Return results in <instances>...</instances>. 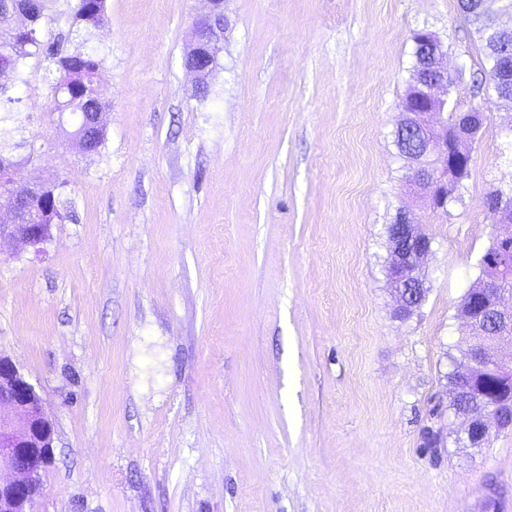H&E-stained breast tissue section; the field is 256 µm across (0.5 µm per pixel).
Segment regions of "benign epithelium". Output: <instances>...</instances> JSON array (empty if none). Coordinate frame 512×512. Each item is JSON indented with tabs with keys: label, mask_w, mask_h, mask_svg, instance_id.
Returning a JSON list of instances; mask_svg holds the SVG:
<instances>
[{
	"label": "benign epithelium",
	"mask_w": 512,
	"mask_h": 512,
	"mask_svg": "<svg viewBox=\"0 0 512 512\" xmlns=\"http://www.w3.org/2000/svg\"><path fill=\"white\" fill-rule=\"evenodd\" d=\"M209 12L199 16L193 25L192 40L186 53L196 60L191 72L205 73L207 62L213 57L211 35L221 25L215 6L224 0H207ZM430 61L434 77L422 87L417 104L404 110L405 118L397 131L414 132L419 146L414 152H404L409 178L413 186L424 191L431 204L440 208L448 199V172L468 164L466 156L448 148L447 106L448 95L455 83L454 74L442 64L445 56L435 36L428 35ZM14 165L0 161V200L7 203L8 219L0 221V242L23 243L34 249L51 235L50 212L31 211L21 215L14 201L39 195L46 191L43 184L19 185L13 177ZM394 223L401 237L391 238L389 264L393 292L398 301V313L408 318L413 309L425 300L428 288L421 276L424 258L431 252V238L415 222L411 213L401 208ZM477 296L480 304L473 308L479 312L487 307L494 310L498 321L497 345H512V304L509 295L500 288L496 277L486 279ZM484 373L498 380L490 390L475 386L476 374ZM463 390L474 394L480 407L466 415L464 442L479 447L494 431H512V363L488 353L486 345L478 342L469 348L468 362L459 369ZM7 407L11 414L0 413V463L14 472L11 480H0V512H27L36 499L35 489L41 475L40 459L54 452V427L44 409L37 387L27 380L11 359L0 357V408Z\"/></svg>",
	"instance_id": "7a95c632"
}]
</instances>
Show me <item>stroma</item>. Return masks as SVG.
<instances>
[{"mask_svg": "<svg viewBox=\"0 0 512 512\" xmlns=\"http://www.w3.org/2000/svg\"><path fill=\"white\" fill-rule=\"evenodd\" d=\"M40 37L101 60L96 153L52 110L47 61L5 76L20 183L63 179L42 252L0 247V354L41 387L54 461L32 512H512V432L459 443L448 408L456 316L512 188V107L484 80L457 0H224L206 99L183 65L204 0H106ZM437 36L451 102L482 112L447 211L416 197L393 142L414 32ZM432 240L407 319L387 227ZM74 20L86 27H99L106 21V0H76Z\"/></svg>", "mask_w": 512, "mask_h": 512, "instance_id": "1", "label": "stroma"}]
</instances>
